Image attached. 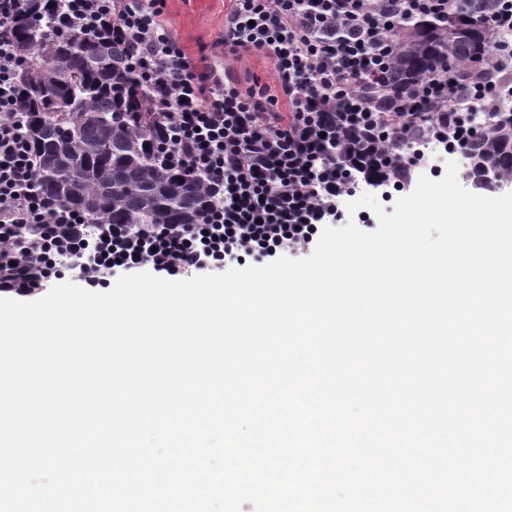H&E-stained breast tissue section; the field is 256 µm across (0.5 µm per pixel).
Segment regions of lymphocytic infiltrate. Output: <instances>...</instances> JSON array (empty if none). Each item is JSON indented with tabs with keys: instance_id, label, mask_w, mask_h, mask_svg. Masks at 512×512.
<instances>
[{
	"instance_id": "obj_1",
	"label": "lymphocytic infiltrate",
	"mask_w": 512,
	"mask_h": 512,
	"mask_svg": "<svg viewBox=\"0 0 512 512\" xmlns=\"http://www.w3.org/2000/svg\"><path fill=\"white\" fill-rule=\"evenodd\" d=\"M59 25L111 24L164 126L166 165L205 178L193 224H92L38 196L11 37L19 0H0V294L32 297L62 272L94 290L150 268L171 279L227 263L311 254L349 197L410 189L433 140L468 155L473 115L494 111L512 85L461 91L456 68L429 69L390 91L388 108L362 87L379 83L411 19L460 12L478 0H228L221 54L269 59L276 87L241 84L226 65L198 68L163 19L165 0H59Z\"/></svg>"
}]
</instances>
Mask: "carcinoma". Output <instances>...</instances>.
I'll use <instances>...</instances> for the list:
<instances>
[{
    "label": "carcinoma",
    "mask_w": 512,
    "mask_h": 512,
    "mask_svg": "<svg viewBox=\"0 0 512 512\" xmlns=\"http://www.w3.org/2000/svg\"><path fill=\"white\" fill-rule=\"evenodd\" d=\"M12 23L21 64L17 87L34 149L39 196L83 213L92 224H192L206 180L160 164L161 117L128 65V48L111 28L62 31L43 0H20ZM405 44L388 75L414 83L428 68L453 62L469 77L499 79L495 48L467 16L404 26ZM469 177L512 175V122L476 138Z\"/></svg>",
    "instance_id": "1"
}]
</instances>
